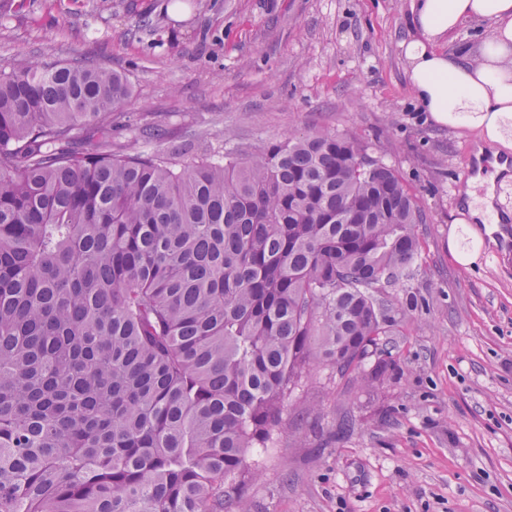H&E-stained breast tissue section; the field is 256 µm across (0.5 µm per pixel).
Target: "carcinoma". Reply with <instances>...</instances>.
Segmentation results:
<instances>
[{"mask_svg":"<svg viewBox=\"0 0 512 512\" xmlns=\"http://www.w3.org/2000/svg\"><path fill=\"white\" fill-rule=\"evenodd\" d=\"M126 76L0 73V512H248L315 362L372 387L422 214L353 134L242 161L112 142Z\"/></svg>","mask_w":512,"mask_h":512,"instance_id":"1","label":"carcinoma"}]
</instances>
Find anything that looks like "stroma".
I'll use <instances>...</instances> for the list:
<instances>
[{
	"label": "stroma",
	"mask_w": 512,
	"mask_h": 512,
	"mask_svg": "<svg viewBox=\"0 0 512 512\" xmlns=\"http://www.w3.org/2000/svg\"><path fill=\"white\" fill-rule=\"evenodd\" d=\"M0 0V72L33 55L121 71L114 142L184 163L315 131L352 133L425 214L411 296L373 390L311 370L269 448L250 512H512V223L477 262L448 255L473 138L427 122L400 40L408 0Z\"/></svg>",
	"instance_id": "obj_1"
}]
</instances>
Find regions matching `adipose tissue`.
<instances>
[{"mask_svg":"<svg viewBox=\"0 0 512 512\" xmlns=\"http://www.w3.org/2000/svg\"><path fill=\"white\" fill-rule=\"evenodd\" d=\"M409 9L399 47L417 103L435 125L475 134L490 167L463 192L470 248H461L456 231L448 233L451 257L471 265L484 245L482 226L501 221L496 187L512 180V0H410ZM467 21L490 23V35L475 47L442 51Z\"/></svg>","mask_w":512,"mask_h":512,"instance_id":"obj_1","label":"adipose tissue"}]
</instances>
